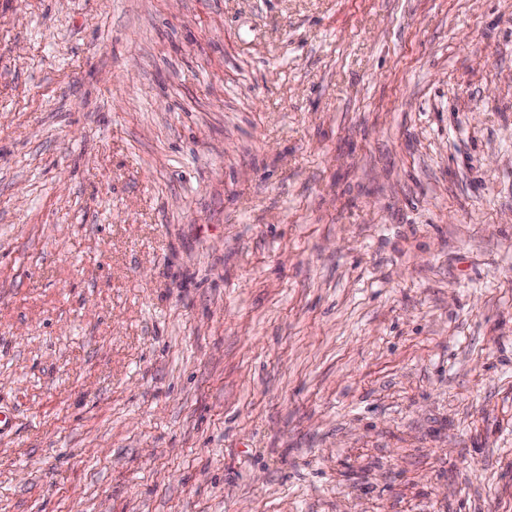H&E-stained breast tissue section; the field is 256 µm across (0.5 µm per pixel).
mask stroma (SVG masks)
<instances>
[{
  "instance_id": "obj_1",
  "label": "stroma",
  "mask_w": 512,
  "mask_h": 512,
  "mask_svg": "<svg viewBox=\"0 0 512 512\" xmlns=\"http://www.w3.org/2000/svg\"><path fill=\"white\" fill-rule=\"evenodd\" d=\"M0 512H512V0H0Z\"/></svg>"
}]
</instances>
